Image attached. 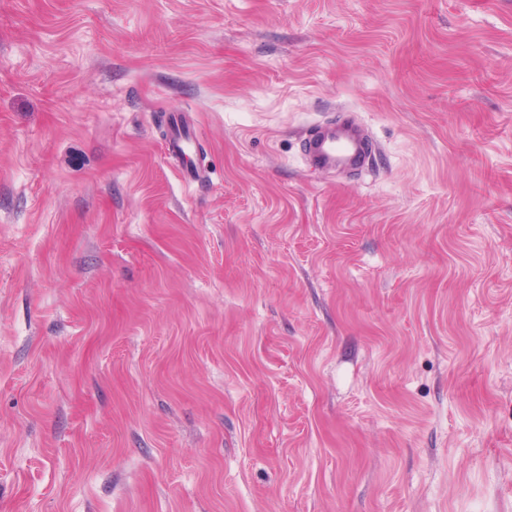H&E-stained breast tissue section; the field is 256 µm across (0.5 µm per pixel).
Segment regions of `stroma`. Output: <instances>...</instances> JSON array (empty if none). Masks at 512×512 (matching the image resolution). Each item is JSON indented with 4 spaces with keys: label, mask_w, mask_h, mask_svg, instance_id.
<instances>
[{
    "label": "stroma",
    "mask_w": 512,
    "mask_h": 512,
    "mask_svg": "<svg viewBox=\"0 0 512 512\" xmlns=\"http://www.w3.org/2000/svg\"><path fill=\"white\" fill-rule=\"evenodd\" d=\"M0 512H512V0H0ZM303 157L307 165L324 170L358 168L370 165L369 138L354 117L342 112L337 118L312 128L304 140Z\"/></svg>",
    "instance_id": "obj_1"
}]
</instances>
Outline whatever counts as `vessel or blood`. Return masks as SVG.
Returning a JSON list of instances; mask_svg holds the SVG:
<instances>
[{"label":"vessel or blood","mask_w":512,"mask_h":512,"mask_svg":"<svg viewBox=\"0 0 512 512\" xmlns=\"http://www.w3.org/2000/svg\"><path fill=\"white\" fill-rule=\"evenodd\" d=\"M303 157L307 165L324 170L366 169L372 157L369 138L349 113L320 123L304 140Z\"/></svg>","instance_id":"obj_1"}]
</instances>
